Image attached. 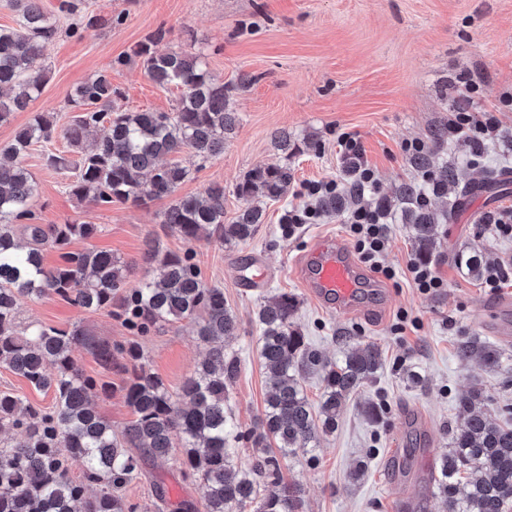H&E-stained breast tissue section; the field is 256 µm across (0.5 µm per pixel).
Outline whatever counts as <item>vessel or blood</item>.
<instances>
[{"label": "vessel or blood", "instance_id": "1", "mask_svg": "<svg viewBox=\"0 0 512 512\" xmlns=\"http://www.w3.org/2000/svg\"><path fill=\"white\" fill-rule=\"evenodd\" d=\"M295 269L318 301L339 312H354L357 298L367 286L362 269L345 242L338 238L316 241L299 257Z\"/></svg>", "mask_w": 512, "mask_h": 512}]
</instances>
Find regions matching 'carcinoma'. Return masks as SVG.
I'll use <instances>...</instances> for the list:
<instances>
[{"label":"carcinoma","mask_w":512,"mask_h":512,"mask_svg":"<svg viewBox=\"0 0 512 512\" xmlns=\"http://www.w3.org/2000/svg\"><path fill=\"white\" fill-rule=\"evenodd\" d=\"M14 7L19 26L0 27V89L6 92V99L0 98V122L38 97L45 81V45L62 31L41 0H14ZM135 54L155 84L180 89L173 111L120 109L119 93L103 71L70 95L73 115L66 121L34 113L0 158V366L34 389L54 394L51 409L42 411L19 394L0 392V432L24 433L17 446L0 448V512H133L122 490L139 478L143 457L165 458L176 450L182 454L184 479L201 492V507L193 512H245L248 505L254 506L252 512H302V489L284 481L283 462L313 454L320 436L336 430L346 399L373 382L382 368L378 345H358L331 361L307 342L296 323V296L283 293L261 306L258 355L267 394L262 417L243 431L224 405L238 373L237 358L224 352V338L236 335L238 322L224 289L202 282L193 250L156 257V277L129 288V267L112 253L68 250L75 240L94 235V225L37 223L36 183L18 162L35 144L60 135L67 139L79 155L69 192L96 206L171 196L193 178V170L165 157L188 149L204 164L224 153L236 126L234 88L214 79L199 54L156 53L147 44ZM104 124L107 132L88 140ZM293 181L286 165L258 166L236 187L243 204L232 223H224V186L217 183L202 197L175 199L161 223L187 243L205 229L225 244L244 242L263 223L261 201L286 196ZM419 194L412 183L399 192L418 254L428 262L440 236L439 222L417 202ZM351 199L349 194L325 196L317 208L331 216ZM19 227L27 236L25 246L18 241ZM48 244L61 251L62 263L52 268L43 264ZM459 263L470 277L483 276L481 253L461 257ZM30 295H57L91 310L110 309L117 300L119 319L138 335L160 322L187 320L195 325V341L208 352L174 394L134 345L95 342L78 326H39L19 335L20 302ZM82 344L95 350L108 371L114 354L126 355L119 369L126 375L123 389L132 418L119 434L94 406L109 385L84 374L72 355ZM475 356L490 369L512 372L499 346L475 337L460 343L461 361ZM310 375L321 380L315 404L305 388ZM458 405L464 417L438 457L434 495L442 512H506L512 503V425L500 421L501 409L478 390L461 396ZM361 413L377 423L384 408L369 397ZM239 443L257 452L245 466L235 461L233 447ZM74 457L84 465L78 478L68 472Z\"/></svg>","instance_id":"obj_1"}]
</instances>
